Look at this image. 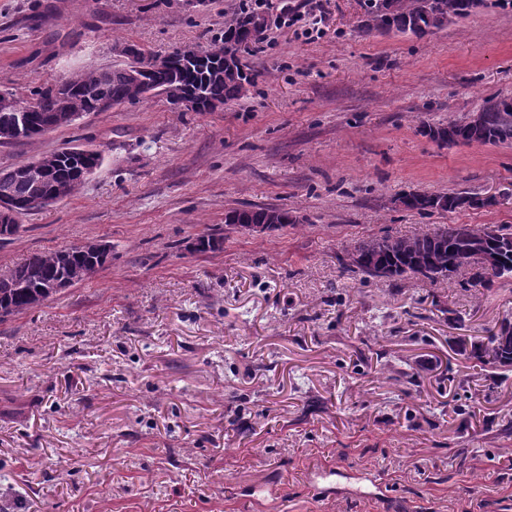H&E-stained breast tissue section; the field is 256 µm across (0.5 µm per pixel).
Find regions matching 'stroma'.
Returning a JSON list of instances; mask_svg holds the SVG:
<instances>
[{
	"label": "stroma",
	"mask_w": 512,
	"mask_h": 512,
	"mask_svg": "<svg viewBox=\"0 0 512 512\" xmlns=\"http://www.w3.org/2000/svg\"><path fill=\"white\" fill-rule=\"evenodd\" d=\"M270 0L242 56L254 87L215 112L165 96L0 144V169L79 146L80 191L20 216L0 274L103 241L112 260L0 323V499L15 512H512V371L460 340L512 321V282L398 284L345 267L355 242L439 224L512 228V144L442 147L421 122L512 95V9L418 38L365 34L359 0ZM243 0H0V91L209 45ZM293 25L280 23L282 12ZM495 204L422 216L408 192ZM245 206L297 224L254 236ZM221 250L192 253L196 237ZM340 470L334 491L317 470Z\"/></svg>",
	"instance_id": "35a3bbf8"
}]
</instances>
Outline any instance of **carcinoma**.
<instances>
[{
  "mask_svg": "<svg viewBox=\"0 0 512 512\" xmlns=\"http://www.w3.org/2000/svg\"><path fill=\"white\" fill-rule=\"evenodd\" d=\"M362 14L357 27L364 33L411 34L422 38L448 27L471 15L472 0H360ZM263 13L241 9L224 21V38L210 47L174 51L167 62L155 64L151 53L124 65L106 68H85L73 71L57 83L40 87L27 99H18L10 92L0 93V125H6L17 108L26 109V120L33 130L21 136L29 140L41 135L37 128L49 123L53 113L64 106L80 117L98 111V103H137L146 99L135 90L130 72L134 65L143 68L141 76L150 90L165 95L174 87L193 92L189 112H209L211 106L240 99L247 87L256 83V75L248 72L241 61L242 54L260 42L252 37V20ZM485 124L473 128L463 120H448L446 125L424 123L421 133H437L448 147L457 145L512 143V105L504 98L487 101L483 108ZM102 159L81 153L79 147L58 151L56 164L44 184L48 196L54 186L66 183L67 196L77 193L84 179L77 174L78 166L101 165ZM493 201L476 197L466 191L448 194L414 193L407 209L421 215L448 212L462 207L488 206ZM360 254L357 271L372 278L397 281L415 276L438 283L448 279V262L458 257H472L493 250L502 258V266L489 272L476 270L473 285L490 292L498 280L512 279V232L503 227L494 230L471 224H443L431 231L408 237H381L360 241L354 245ZM92 256L75 246L63 250L36 253L15 266L6 277H0V322L44 305L58 289L54 284L82 281L80 272ZM471 356L494 368H512V322L503 320L488 341L472 346Z\"/></svg>",
  "mask_w": 512,
  "mask_h": 512,
  "instance_id": "cac0c4a2",
  "label": "carcinoma"
}]
</instances>
